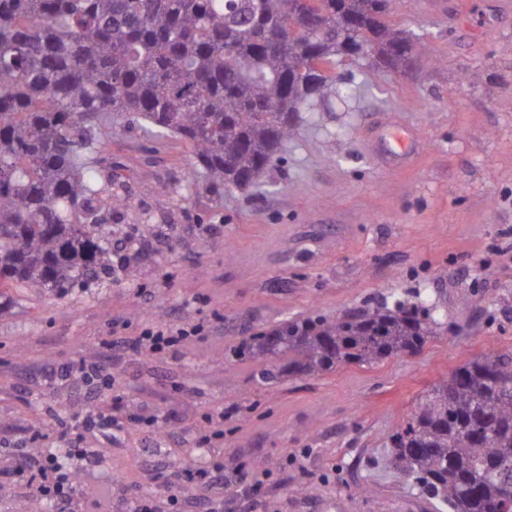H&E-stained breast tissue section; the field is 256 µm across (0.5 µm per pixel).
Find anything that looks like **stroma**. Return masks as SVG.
Returning a JSON list of instances; mask_svg holds the SVG:
<instances>
[{
    "label": "stroma",
    "mask_w": 512,
    "mask_h": 512,
    "mask_svg": "<svg viewBox=\"0 0 512 512\" xmlns=\"http://www.w3.org/2000/svg\"><path fill=\"white\" fill-rule=\"evenodd\" d=\"M389 21L426 44L405 72L336 66L346 99L301 112L281 163L244 193H187L189 149L136 125L104 147L145 243L124 279L66 296L14 293L0 307V447H69L89 386L50 361H112L127 409L161 414L167 434L130 427L91 476L113 504L223 454L225 497L258 484L252 512H440L388 466L389 437L421 396L465 361L512 352V6L506 0H401ZM396 296L434 306L416 354L343 364L267 384V359L239 355L287 320L336 317ZM154 321L201 323L163 356L112 360L113 338ZM224 436L203 442L211 422ZM122 485H112L113 472Z\"/></svg>",
    "instance_id": "35a3bbf8"
}]
</instances>
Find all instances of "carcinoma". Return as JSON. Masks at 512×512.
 I'll use <instances>...</instances> for the list:
<instances>
[{
    "label": "carcinoma",
    "mask_w": 512,
    "mask_h": 512,
    "mask_svg": "<svg viewBox=\"0 0 512 512\" xmlns=\"http://www.w3.org/2000/svg\"><path fill=\"white\" fill-rule=\"evenodd\" d=\"M398 0H0V296L65 294L136 268L115 251L124 201L99 158L112 126L178 137L183 189L220 196L280 161L297 113L342 95L330 65L403 72L425 45L387 17ZM429 308L368 307L287 322L248 348L319 376L417 352ZM392 469L452 512H512V352L477 356L422 397Z\"/></svg>",
    "instance_id": "1"
}]
</instances>
